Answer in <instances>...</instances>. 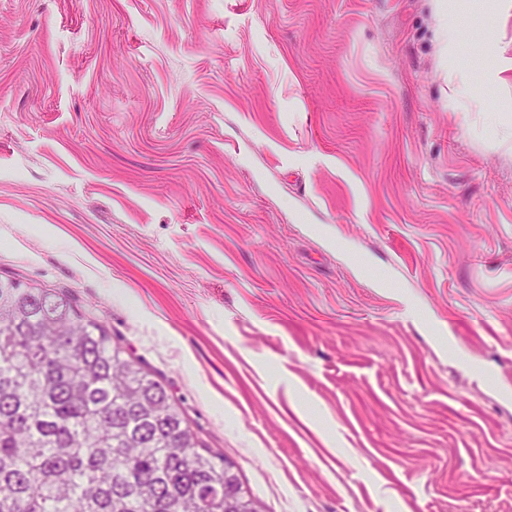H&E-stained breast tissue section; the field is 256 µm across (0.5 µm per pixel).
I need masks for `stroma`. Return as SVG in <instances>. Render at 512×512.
<instances>
[{"label": "stroma", "instance_id": "1", "mask_svg": "<svg viewBox=\"0 0 512 512\" xmlns=\"http://www.w3.org/2000/svg\"><path fill=\"white\" fill-rule=\"evenodd\" d=\"M500 2L0 0V277L103 323L264 512H512Z\"/></svg>", "mask_w": 512, "mask_h": 512}]
</instances>
